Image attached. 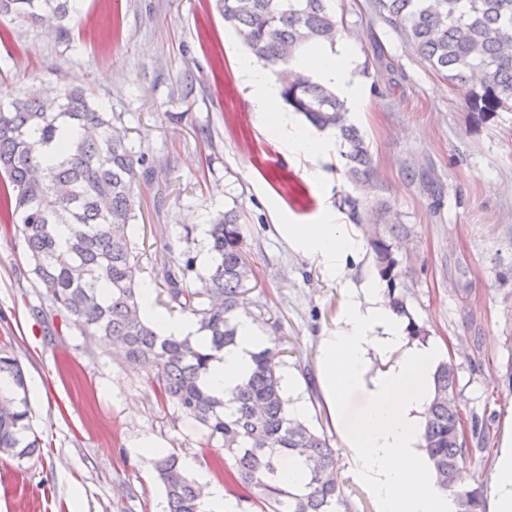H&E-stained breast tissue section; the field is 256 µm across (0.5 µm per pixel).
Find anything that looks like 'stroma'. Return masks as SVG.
<instances>
[{"label":"stroma","instance_id":"stroma-1","mask_svg":"<svg viewBox=\"0 0 512 512\" xmlns=\"http://www.w3.org/2000/svg\"><path fill=\"white\" fill-rule=\"evenodd\" d=\"M367 0H333L337 42L357 62L366 106L350 113L374 169L369 186L347 174L346 145L331 136L308 161L289 152L256 112L239 61L250 51L213 0H79L65 33L0 24V101L37 86L79 87L120 114L153 181L136 188L131 227L138 280L154 315H177L165 266L188 239L197 271L212 262L207 231L227 211L239 217L254 272L251 312L301 379L307 419L339 448L326 408L313 397L318 338L334 328L347 292L380 284L367 235L332 277L318 258L293 250L280 224L349 221L344 196L361 201L363 223L393 243L396 285L408 313L457 368L459 405L476 420L482 451L460 462L471 483L490 486L502 424L512 414V108L481 117L463 91L384 27ZM439 188L430 194L415 172ZM0 348L27 377L42 448L22 461L0 457V512H164L165 494L139 445L180 454L190 476L223 483L219 442L193 416L161 399L156 372L134 368L101 342H86L52 305L31 271L21 233L0 221Z\"/></svg>","mask_w":512,"mask_h":512}]
</instances>
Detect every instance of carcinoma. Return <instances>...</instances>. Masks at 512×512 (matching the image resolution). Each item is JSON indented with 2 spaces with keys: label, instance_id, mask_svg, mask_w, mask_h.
<instances>
[{
  "label": "carcinoma",
  "instance_id": "obj_1",
  "mask_svg": "<svg viewBox=\"0 0 512 512\" xmlns=\"http://www.w3.org/2000/svg\"><path fill=\"white\" fill-rule=\"evenodd\" d=\"M74 0H0V21L21 19L61 25ZM224 25L234 29L271 71L287 69L284 104L320 130L334 129L347 145L355 182H370L371 156L363 134L348 123L343 101L310 75L291 68L297 50L333 44L338 32L331 0H214ZM369 9L432 69L458 88L472 76L480 90L467 91L468 107L484 117L512 103V0H369ZM106 112L77 89L24 94L0 103V207L22 233L33 272L51 303L72 319L81 335L99 338L129 363L156 368L163 394L194 416L208 439L224 446L230 464L224 481L244 488L261 512H354L345 494L333 448L309 422L288 413L279 369L283 349L271 340L253 355L254 369L231 394L233 410L212 395L206 375L215 353L234 344L236 313L253 279L239 216L226 212L210 224L214 264L190 283L171 268L164 281L169 301L197 319L207 340L159 334L144 322L138 288L139 257L130 236L135 189L152 178L148 158L136 155ZM389 306L406 313L396 292L399 272L392 248L379 235L370 242ZM426 408L422 449L437 486L453 497L454 512H485L483 488L456 490L459 463L472 452L461 434L457 369L440 362ZM28 386L19 361L0 350V455L33 457L40 441L32 427ZM302 460L306 491L278 480L277 456ZM164 486L166 512H202L205 487L185 474L170 452L154 460Z\"/></svg>",
  "mask_w": 512,
  "mask_h": 512
}]
</instances>
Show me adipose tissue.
Wrapping results in <instances>:
<instances>
[{
    "label": "adipose tissue",
    "mask_w": 512,
    "mask_h": 512,
    "mask_svg": "<svg viewBox=\"0 0 512 512\" xmlns=\"http://www.w3.org/2000/svg\"><path fill=\"white\" fill-rule=\"evenodd\" d=\"M296 67L332 87L348 111L362 110L354 58L346 46L308 50ZM272 129L295 155L313 161L325 151L326 138L302 130L292 113H278ZM281 231L289 245L334 271L343 268L358 244L356 235L339 224H285ZM267 343L252 319L240 316L235 344L224 348L210 367L207 382L214 395H227L240 384L254 366V353ZM319 353L321 399L339 428L342 447L371 486L382 512H450L448 495L435 484L421 449L438 351L411 343L402 320L373 287L364 301L346 299L335 328L320 338ZM355 394L363 404L350 416L347 404ZM496 455L489 512H512V416L505 421Z\"/></svg>",
    "instance_id": "obj_1"
}]
</instances>
